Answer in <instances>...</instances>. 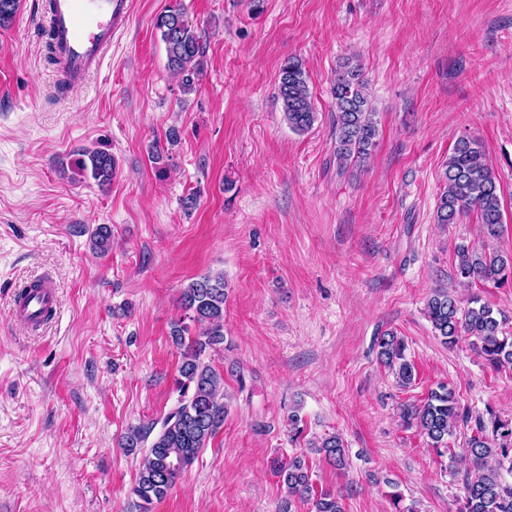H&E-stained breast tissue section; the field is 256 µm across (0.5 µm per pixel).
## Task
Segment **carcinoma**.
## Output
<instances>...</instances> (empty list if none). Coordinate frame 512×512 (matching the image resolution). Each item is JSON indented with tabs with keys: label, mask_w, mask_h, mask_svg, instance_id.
Wrapping results in <instances>:
<instances>
[{
	"label": "carcinoma",
	"mask_w": 512,
	"mask_h": 512,
	"mask_svg": "<svg viewBox=\"0 0 512 512\" xmlns=\"http://www.w3.org/2000/svg\"><path fill=\"white\" fill-rule=\"evenodd\" d=\"M18 7L19 0H0V27L12 22ZM154 27L165 45L169 68L181 76L185 88H192L195 77L203 70L202 36L185 19L178 4L161 13ZM277 96L293 131L304 133L312 128L317 112L308 76L298 58L289 57L281 65ZM332 96L336 107V161L341 168L363 163L376 146L378 127L359 64L348 60L339 66ZM78 165L100 186L111 184L115 176V160L104 150H84ZM444 178L437 223L456 224L463 215L474 211L484 233L496 237L502 224L500 188L480 143L459 139L448 158ZM457 257L458 275L468 283L492 282L501 286L512 277V257L497 251H478L463 244L457 247ZM225 299L221 274L205 275L181 290V306L190 312V320L199 331L190 335V326L181 321L171 329L172 343L181 355L177 405L162 422L151 421L130 429L123 442L125 448L149 447L132 489L142 512H149L153 501L168 495L224 424L226 407L220 401L224 378L205 361V355L224 344ZM426 315L443 343L452 346L462 336L472 337L478 354L491 368L512 369V331L506 329L509 318L502 311H494L477 297L463 307L448 290L437 289L427 300ZM405 350L404 341L392 333L378 341L379 362L392 370L402 387L410 386L415 379L414 365ZM401 417L406 424L416 426L440 455L448 451V437L459 424H468L469 419L461 411L455 391L446 384L431 390L421 404L404 406ZM475 429L476 434L466 440L458 455L459 462L474 471V475L465 478L460 512H512V484L502 477L504 471L512 473V420L488 409L486 416L475 419ZM317 448L337 469L346 467L347 450L338 435H325ZM277 474L288 496L312 503L314 512H344L338 495L314 489L305 456L296 455L279 464Z\"/></svg>",
	"instance_id": "obj_1"
}]
</instances>
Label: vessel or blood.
<instances>
[{
	"mask_svg": "<svg viewBox=\"0 0 512 512\" xmlns=\"http://www.w3.org/2000/svg\"><path fill=\"white\" fill-rule=\"evenodd\" d=\"M132 0H51L48 27L56 69L75 88L97 72L117 34L127 23ZM57 306L52 285L15 299L11 314L22 323L42 320Z\"/></svg>",
	"mask_w": 512,
	"mask_h": 512,
	"instance_id": "vessel-or-blood-1",
	"label": "vessel or blood"
}]
</instances>
